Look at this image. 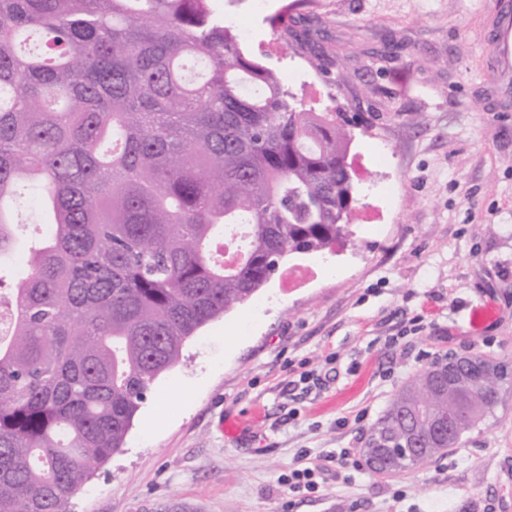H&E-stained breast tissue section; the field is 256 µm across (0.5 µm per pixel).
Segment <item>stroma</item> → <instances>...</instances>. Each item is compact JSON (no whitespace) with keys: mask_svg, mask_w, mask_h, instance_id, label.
Returning <instances> with one entry per match:
<instances>
[{"mask_svg":"<svg viewBox=\"0 0 512 512\" xmlns=\"http://www.w3.org/2000/svg\"><path fill=\"white\" fill-rule=\"evenodd\" d=\"M488 0H270L309 17L327 56L258 25L247 56L304 107L351 122V234L285 267L188 339L126 445L71 512H497L512 497V383L461 447L424 468L360 467L370 427L416 371L451 354L512 367V119L484 70ZM393 192L380 199L379 182ZM490 306L481 329L472 309ZM321 376L305 390L302 372ZM351 462L315 494L282 479L301 452Z\"/></svg>","mask_w":512,"mask_h":512,"instance_id":"35a3bbf8","label":"stroma"}]
</instances>
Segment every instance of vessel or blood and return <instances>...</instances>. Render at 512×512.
<instances>
[{
	"instance_id": "obj_1",
	"label": "vessel or blood",
	"mask_w": 512,
	"mask_h": 512,
	"mask_svg": "<svg viewBox=\"0 0 512 512\" xmlns=\"http://www.w3.org/2000/svg\"><path fill=\"white\" fill-rule=\"evenodd\" d=\"M491 28L486 38L489 68L502 111L512 110V0H489Z\"/></svg>"
}]
</instances>
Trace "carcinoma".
<instances>
[{"instance_id":"carcinoma-1","label":"carcinoma","mask_w":512,"mask_h":512,"mask_svg":"<svg viewBox=\"0 0 512 512\" xmlns=\"http://www.w3.org/2000/svg\"><path fill=\"white\" fill-rule=\"evenodd\" d=\"M350 129L245 55L207 0H0V262L22 183L52 227L28 250L0 338V512H68L121 451L186 340L251 298L290 254L349 234ZM224 243L244 254L224 268ZM433 388L415 373L368 443L460 433L509 373ZM448 452L406 459L418 469Z\"/></svg>"}]
</instances>
